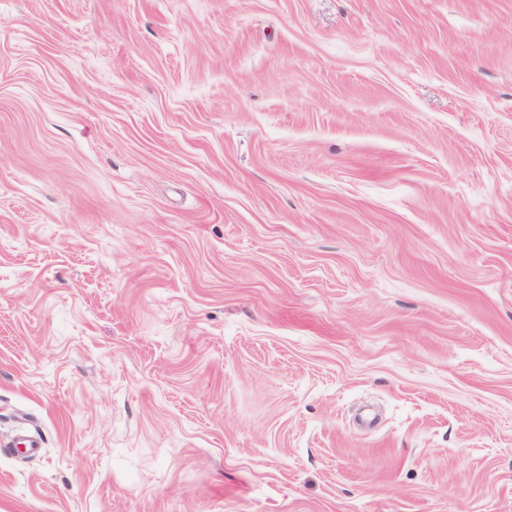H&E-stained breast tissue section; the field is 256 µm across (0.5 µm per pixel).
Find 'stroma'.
Returning <instances> with one entry per match:
<instances>
[{
	"label": "stroma",
	"instance_id": "35a3bbf8",
	"mask_svg": "<svg viewBox=\"0 0 512 512\" xmlns=\"http://www.w3.org/2000/svg\"><path fill=\"white\" fill-rule=\"evenodd\" d=\"M0 512H512V0H0Z\"/></svg>",
	"mask_w": 512,
	"mask_h": 512
}]
</instances>
